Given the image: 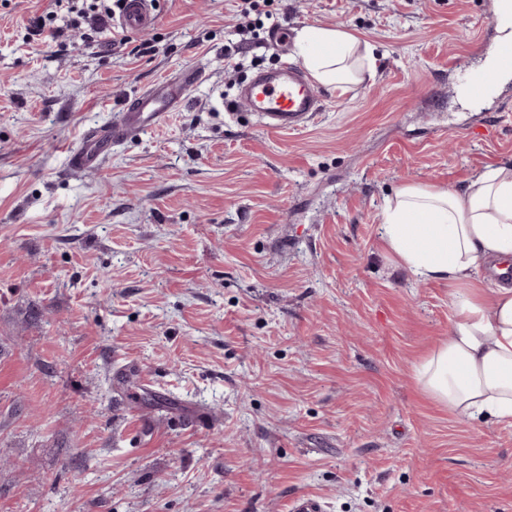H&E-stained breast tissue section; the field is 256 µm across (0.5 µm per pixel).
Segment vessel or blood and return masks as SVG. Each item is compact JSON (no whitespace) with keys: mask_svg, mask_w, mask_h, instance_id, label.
<instances>
[{"mask_svg":"<svg viewBox=\"0 0 512 512\" xmlns=\"http://www.w3.org/2000/svg\"><path fill=\"white\" fill-rule=\"evenodd\" d=\"M157 21L154 0H125L116 25L126 32L145 33L151 31ZM201 78V73L193 70L181 82H166L159 90L139 95L133 104L120 112L112 129L85 137L81 147L72 153L74 165H96L130 134L162 123L168 112L174 111L186 98L189 87ZM238 101L258 113L267 128L280 131L304 128L322 109L315 85L288 61L275 71L257 72L240 91Z\"/></svg>","mask_w":512,"mask_h":512,"instance_id":"vessel-or-blood-1","label":"vessel or blood"}]
</instances>
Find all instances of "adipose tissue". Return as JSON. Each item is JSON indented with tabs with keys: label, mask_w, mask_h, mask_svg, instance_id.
Masks as SVG:
<instances>
[{
	"label": "adipose tissue",
	"mask_w": 512,
	"mask_h": 512,
	"mask_svg": "<svg viewBox=\"0 0 512 512\" xmlns=\"http://www.w3.org/2000/svg\"><path fill=\"white\" fill-rule=\"evenodd\" d=\"M298 49L323 84L375 73L371 47L339 27L303 29ZM382 231L398 267L453 290L448 338L415 366L421 391L456 415L512 423V287L487 293L472 283L492 262L512 260V162L488 167L458 189L402 187L384 210Z\"/></svg>",
	"instance_id": "obj_1"
}]
</instances>
